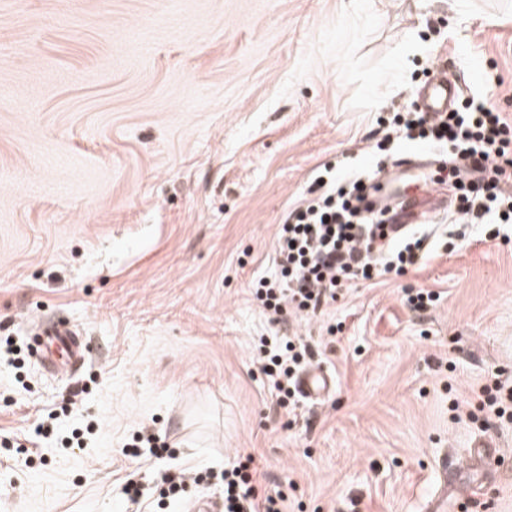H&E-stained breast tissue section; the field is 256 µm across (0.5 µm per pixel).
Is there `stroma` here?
<instances>
[{"label": "stroma", "mask_w": 512, "mask_h": 512, "mask_svg": "<svg viewBox=\"0 0 512 512\" xmlns=\"http://www.w3.org/2000/svg\"><path fill=\"white\" fill-rule=\"evenodd\" d=\"M439 65L512 121V0H0V512H184L224 492L161 509L164 472L248 454L281 512H422L481 444L512 512V420L467 402L512 375V241L413 227L415 270L289 316L334 380L295 412L253 352L278 224L324 165L372 171ZM37 321L85 364L27 356ZM143 429L162 457L123 454ZM46 335L41 349L45 361L53 363V356L59 354L65 358L68 365L76 368L84 360L86 344L70 326L59 323L56 327L46 331Z\"/></svg>", "instance_id": "1"}]
</instances>
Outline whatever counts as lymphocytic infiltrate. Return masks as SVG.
Here are the masks:
<instances>
[{
    "label": "lymphocytic infiltrate",
    "instance_id": "f902f5d3",
    "mask_svg": "<svg viewBox=\"0 0 512 512\" xmlns=\"http://www.w3.org/2000/svg\"><path fill=\"white\" fill-rule=\"evenodd\" d=\"M386 122L398 139L430 146H452L457 165L447 172L458 191L452 213L457 224L486 225V238L500 237L512 223V122L472 96L436 116L421 111L394 112ZM366 185L357 171L325 167L309 192L289 209L276 232V270L253 288L272 323L285 313L301 315L335 302L355 279L405 274L419 260L423 239L376 244L373 226L384 212L365 203ZM256 360L278 404L296 409L295 378L309 347L299 336L277 331L259 336ZM224 512H278L249 462L225 466Z\"/></svg>",
    "mask_w": 512,
    "mask_h": 512
}]
</instances>
